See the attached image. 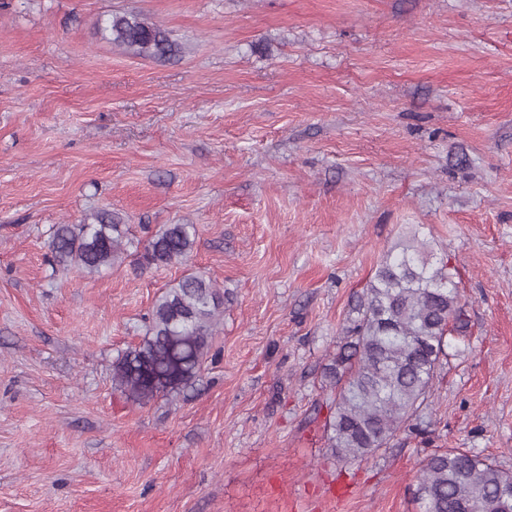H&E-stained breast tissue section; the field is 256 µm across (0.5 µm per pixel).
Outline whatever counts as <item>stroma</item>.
I'll use <instances>...</instances> for the list:
<instances>
[{
  "instance_id": "35a3bbf8",
  "label": "stroma",
  "mask_w": 512,
  "mask_h": 512,
  "mask_svg": "<svg viewBox=\"0 0 512 512\" xmlns=\"http://www.w3.org/2000/svg\"><path fill=\"white\" fill-rule=\"evenodd\" d=\"M101 209L195 225L189 262L52 267ZM414 235L467 326L425 433L335 458L324 368ZM188 272L224 292L206 359L135 402L112 365ZM438 448L512 471V0H0V512H420ZM106 27L111 41L146 57H163L175 51L176 43L159 25L135 15H112Z\"/></svg>"
}]
</instances>
